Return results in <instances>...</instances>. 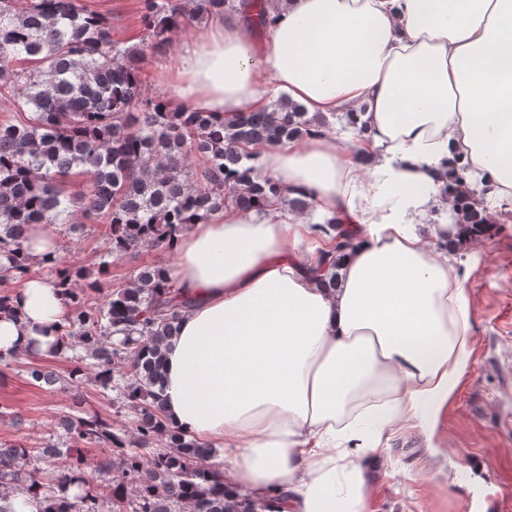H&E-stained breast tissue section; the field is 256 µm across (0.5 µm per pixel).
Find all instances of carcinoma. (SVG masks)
<instances>
[{
	"label": "carcinoma",
	"instance_id": "1",
	"mask_svg": "<svg viewBox=\"0 0 512 512\" xmlns=\"http://www.w3.org/2000/svg\"><path fill=\"white\" fill-rule=\"evenodd\" d=\"M272 0H141L139 42L112 39L103 15L77 0H0V101L19 119L0 123V281L31 271L24 241L31 224L63 225L72 232L80 216L106 226L108 253L134 256L147 246L175 251L176 235L224 208L262 209L275 202L297 213L310 210L302 197L283 198L277 183L256 174L257 148L300 140L311 128L335 123L308 115L282 95L256 112L231 120L213 112L173 109L146 90L140 64L162 55L169 33L184 20L248 10L253 24L272 26ZM455 170L444 194L453 199L451 223L464 236L483 230L465 175ZM85 187L66 193L72 176ZM328 257V286L350 245L341 219ZM72 308L58 325L57 342L82 347L61 376L33 368L37 386L80 384L86 375L98 390L116 393V412L132 415L130 430L109 417L86 413L61 419V449L47 443L38 455L20 444L0 443V487L27 488L41 497L39 512H266L278 500L224 496V471L211 463L215 450L163 420L164 345L186 302L171 295L158 266L136 267L126 283L99 302L101 283L82 267L45 260ZM92 363H86V360ZM95 453L88 471V453ZM54 458L57 471L43 474L32 460ZM112 475L107 498L93 487V473Z\"/></svg>",
	"mask_w": 512,
	"mask_h": 512
}]
</instances>
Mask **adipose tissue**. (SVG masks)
<instances>
[{"mask_svg": "<svg viewBox=\"0 0 512 512\" xmlns=\"http://www.w3.org/2000/svg\"><path fill=\"white\" fill-rule=\"evenodd\" d=\"M263 51L251 19L210 18L179 57L187 108L225 118L268 92L308 112H351L346 145L311 132L260 151L288 197L360 228L336 285L300 246L318 230L282 206L231 207L180 234L163 276L189 306L164 349L167 420L223 445L233 494L276 512H367L362 459L389 427L433 428L467 365L472 312L446 251L436 174L467 164L475 195L512 207V0H276ZM372 153L361 170L360 148ZM0 316V352L48 353L71 314L25 277Z\"/></svg>", "mask_w": 512, "mask_h": 512, "instance_id": "1", "label": "adipose tissue"}]
</instances>
